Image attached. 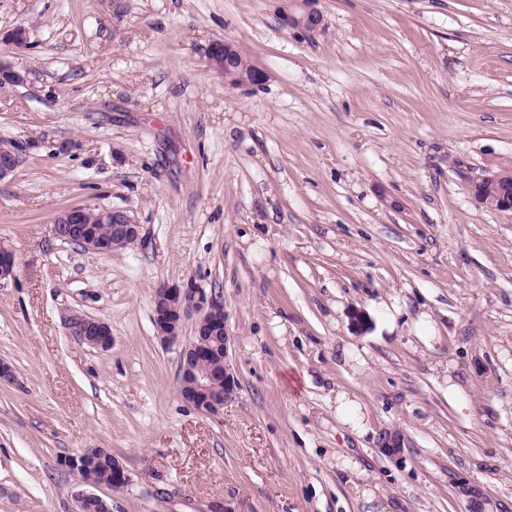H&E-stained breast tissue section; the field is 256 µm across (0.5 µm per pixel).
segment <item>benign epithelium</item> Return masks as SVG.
I'll use <instances>...</instances> for the list:
<instances>
[{
  "instance_id": "benign-epithelium-1",
  "label": "benign epithelium",
  "mask_w": 512,
  "mask_h": 512,
  "mask_svg": "<svg viewBox=\"0 0 512 512\" xmlns=\"http://www.w3.org/2000/svg\"><path fill=\"white\" fill-rule=\"evenodd\" d=\"M281 21L290 29L309 32L322 26L323 14L315 7V0H283ZM237 51L238 48L227 41L211 43L208 50L210 66L220 73L224 72V59ZM267 79V72L256 66L246 78L229 79V85L258 87L264 85ZM18 159V146L1 138L0 180L14 173ZM506 183H512V170L499 171L474 182L471 194L481 207L501 212L512 211V194L488 195L482 188L484 184L497 187ZM88 209V205H74L62 210L54 218L53 235L64 241L76 242L85 250L95 253H110L139 240L140 225L126 211L105 208L97 209V213L102 223L112 225V237L107 242L91 237L84 227V215ZM14 266L13 252L0 245V283L13 276ZM153 305L156 335L165 343L177 341L182 336L184 320L195 316L192 339L180 354L179 394L188 405L206 415L216 417L223 414L224 407L235 399L238 389L227 361L230 336L224 303L200 288L163 285L155 289ZM68 329L91 348L106 351L112 347V329L101 320L75 316L69 320ZM217 336L224 337V345L213 343ZM406 447L407 439L398 429L385 428L378 435L376 448L390 460L402 459ZM78 477L90 490L77 494L76 512H87L86 506L100 499L93 492L98 483L89 472L80 473ZM457 488L467 500V512H502L479 489L462 481L457 483Z\"/></svg>"
}]
</instances>
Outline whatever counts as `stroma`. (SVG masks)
<instances>
[{
	"mask_svg": "<svg viewBox=\"0 0 512 512\" xmlns=\"http://www.w3.org/2000/svg\"><path fill=\"white\" fill-rule=\"evenodd\" d=\"M281 5L0 0V36L28 31L0 44L23 77L0 86V138L21 148L0 180V512H74L63 459L88 448L130 478L98 487L112 512H379L357 486L397 512H467L454 474L512 506V212L469 191L512 169V0H318L307 34ZM216 40L269 81L229 86ZM78 204L127 211L138 244L56 238ZM163 283L224 302L239 390L220 417L179 396L180 347L153 325ZM422 310L428 348L409 334ZM74 316L106 322L111 349ZM341 390L364 435L337 421ZM393 427L397 462L376 448ZM68 329L91 348L106 351L112 347V329L101 320L75 316L69 320ZM376 448L386 458L398 461L402 459L404 448H408L407 439L402 431L385 428L378 435Z\"/></svg>",
	"mask_w": 512,
	"mask_h": 512,
	"instance_id": "35a3bbf8",
	"label": "stroma"
}]
</instances>
